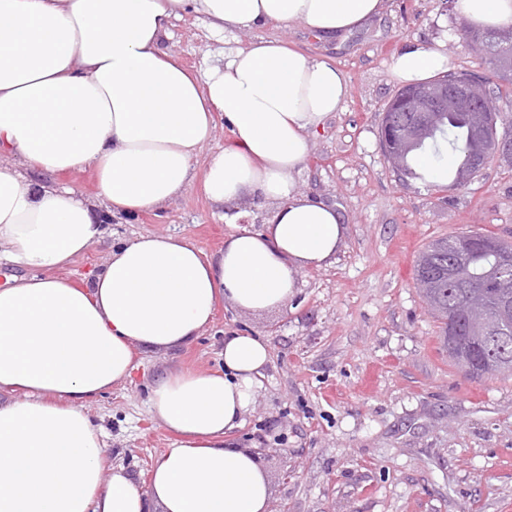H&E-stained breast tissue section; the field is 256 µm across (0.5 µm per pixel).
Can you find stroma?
<instances>
[{"instance_id":"stroma-1","label":"stroma","mask_w":512,"mask_h":512,"mask_svg":"<svg viewBox=\"0 0 512 512\" xmlns=\"http://www.w3.org/2000/svg\"><path fill=\"white\" fill-rule=\"evenodd\" d=\"M461 20L454 0H384L378 16L336 41L299 20L221 35L193 13L173 22L167 48L198 74L261 38L341 71L347 99L308 133L294 189L335 205L347 232L332 263L298 272L284 308L252 314L221 301L189 344L138 354L132 380L86 406L106 434L108 465L146 487L176 441L149 414L156 377L222 368L225 336L251 333L267 340L270 362L228 439L260 449L270 512H512V376L459 371L415 286L416 260L435 239L473 230L512 243V163L495 156L449 191L427 177L399 179L379 146L384 110L403 86L391 63L409 44L442 47L450 71L488 73ZM231 210L239 222L191 185L162 212L106 222L101 242L63 274L81 283L112 244L146 233L183 237L212 256L229 236L262 231L273 206L247 195Z\"/></svg>"}]
</instances>
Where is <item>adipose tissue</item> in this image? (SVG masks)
Here are the masks:
<instances>
[{
    "label": "adipose tissue",
    "instance_id": "obj_1",
    "mask_svg": "<svg viewBox=\"0 0 512 512\" xmlns=\"http://www.w3.org/2000/svg\"><path fill=\"white\" fill-rule=\"evenodd\" d=\"M382 0H0V244L20 266L0 286V512H267L257 454L226 442L269 361L263 338L224 339V368L158 378L154 422L176 434L148 490L108 467L86 404L125 383L138 349L200 336L217 300L255 313L284 308L303 268L335 258L347 227L335 206L294 190L307 134L348 93L340 71L260 39L200 79L164 42L183 12L216 32L303 21L323 37L377 15ZM468 21L512 24V0H455ZM413 45L393 72L407 83L447 70ZM232 138L210 149L217 120ZM208 150L201 177L193 163ZM93 168L100 205L43 178ZM200 179L216 207L256 194L275 207L260 232L230 236L215 258L193 243L142 234L115 245L83 285L58 271L114 215L159 210Z\"/></svg>",
    "mask_w": 512,
    "mask_h": 512
}]
</instances>
